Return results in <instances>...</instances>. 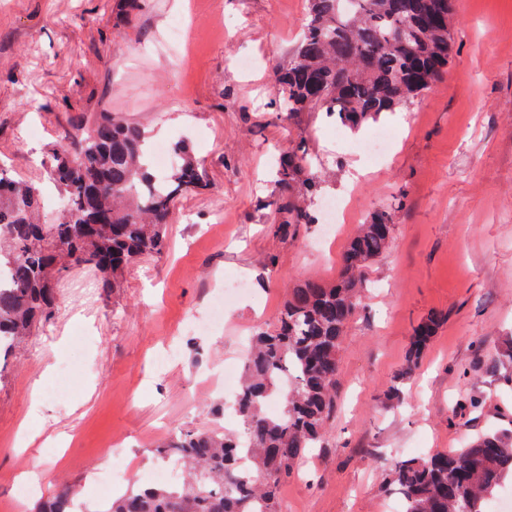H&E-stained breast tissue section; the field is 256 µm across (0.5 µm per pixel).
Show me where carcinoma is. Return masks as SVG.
<instances>
[{"label":"carcinoma","instance_id":"cac0c4a2","mask_svg":"<svg viewBox=\"0 0 512 512\" xmlns=\"http://www.w3.org/2000/svg\"><path fill=\"white\" fill-rule=\"evenodd\" d=\"M451 10V0H308L288 65L274 72L276 111L321 112L355 133L410 104L448 67ZM172 149L181 162L158 178L140 126L112 112L81 114L65 143L49 151L46 174L66 202L52 224L43 222L40 186L0 165V269L10 270L9 285H0V337L9 339L0 358L53 317L56 286L72 269L100 273L98 288L109 297L130 264L163 251L175 202L209 187L190 148L179 142ZM278 182L302 186L297 195L260 205L278 234L319 223L312 198L323 180L311 171L304 143L281 154ZM401 206L396 198L375 210L348 239L336 279L289 289L276 324L252 337L237 398L241 430L188 431L158 447L180 457L183 480L131 487L101 512H282L279 485L320 441L335 409L341 342L367 287L363 271L388 248L393 212ZM440 322L430 314L414 327L405 363L385 393L391 404L401 403ZM487 373L489 385L512 390V337ZM286 379L293 388L283 412L273 415L266 406ZM483 403V392L475 391L459 411L477 414ZM511 480L512 429H495L462 448L397 461L385 487L401 498L404 512H488L491 498ZM77 495L61 486L38 512H71Z\"/></svg>","mask_w":512,"mask_h":512}]
</instances>
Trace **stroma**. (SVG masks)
<instances>
[{
	"label": "stroma",
	"mask_w": 512,
	"mask_h": 512,
	"mask_svg": "<svg viewBox=\"0 0 512 512\" xmlns=\"http://www.w3.org/2000/svg\"><path fill=\"white\" fill-rule=\"evenodd\" d=\"M0 0V160L14 177L47 184L43 161L81 112H118L155 139L188 143L207 190L181 197L167 247L130 265L103 298L80 274L57 290L55 314L0 362V512H34L68 484L88 512L110 492L172 467L159 445L189 429L236 432L223 389L205 375L243 366L254 332L274 324L287 291L336 278L344 246L366 216L403 197L388 249L364 272L368 289L342 342L336 412L319 448L281 485L292 512H403L384 478L401 458L460 448L512 426V391L488 394L482 414L448 421V405L486 378L512 330V0H454L447 71L408 107L380 121L392 138L372 160L357 135L320 113L272 107L274 68L287 63L307 0ZM191 32L165 49L173 25ZM254 60L251 71L235 64ZM304 141L332 168L324 196H347L333 239L321 227L281 237L257 207L284 195L276 155ZM249 292L206 334L226 278ZM445 321L405 387L381 396L404 364L414 326ZM65 383V392L50 395ZM40 482L19 501L22 475Z\"/></svg>",
	"instance_id": "35a3bbf8"
}]
</instances>
